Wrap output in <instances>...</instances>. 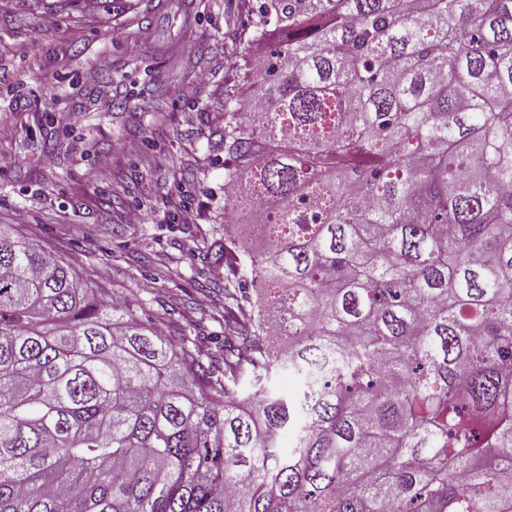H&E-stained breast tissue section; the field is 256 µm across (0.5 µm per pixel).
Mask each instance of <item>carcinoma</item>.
Instances as JSON below:
<instances>
[{
  "mask_svg": "<svg viewBox=\"0 0 512 512\" xmlns=\"http://www.w3.org/2000/svg\"><path fill=\"white\" fill-rule=\"evenodd\" d=\"M257 18L223 367L0 233V512H512V0Z\"/></svg>",
  "mask_w": 512,
  "mask_h": 512,
  "instance_id": "1",
  "label": "carcinoma"
}]
</instances>
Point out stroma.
Returning <instances> with one entry per match:
<instances>
[{"label":"stroma","instance_id":"35a3bbf8","mask_svg":"<svg viewBox=\"0 0 512 512\" xmlns=\"http://www.w3.org/2000/svg\"><path fill=\"white\" fill-rule=\"evenodd\" d=\"M256 20L244 0H0V227L173 341L224 333L219 142Z\"/></svg>","mask_w":512,"mask_h":512}]
</instances>
